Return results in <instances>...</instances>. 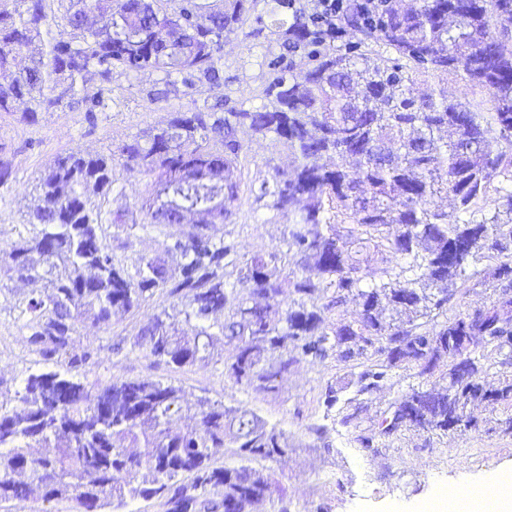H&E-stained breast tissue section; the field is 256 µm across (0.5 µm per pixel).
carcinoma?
I'll return each mask as SVG.
<instances>
[{"label":"carcinoma","instance_id":"obj_1","mask_svg":"<svg viewBox=\"0 0 512 512\" xmlns=\"http://www.w3.org/2000/svg\"><path fill=\"white\" fill-rule=\"evenodd\" d=\"M274 2L282 18L268 26L260 0H0V72L12 73L0 83V113L26 100L33 124L40 112L76 107L93 126L112 81L142 71L158 75L153 101L203 82L221 87L226 31L251 25L247 35L267 30L273 43L261 60V106L227 96L195 104L117 156L70 155L40 179L27 218L38 231L0 257V272L32 279L60 263L70 272L22 302L27 342L48 369L24 380L20 408L0 410V502L27 499L31 479L43 501L66 497L80 512H120L136 498H159L165 512H255L283 500L267 470L295 449L255 412L206 399L191 409L180 388L160 381L95 387L77 375L96 355L71 344L81 318L107 328L114 311L140 307L156 289L189 298L183 319L156 315L134 346L184 368L222 338L234 350L224 369L246 389L274 392L298 359L331 350L361 367L351 373L359 395L389 385L396 368L424 378L446 367L445 384L395 397L370 435L354 437L364 450L405 430L476 431L468 409L478 402L512 409V375L493 387L482 363L490 349L512 365V0H421L416 9L341 0L330 31L296 0ZM348 31L354 39L335 45ZM23 52L29 62L17 70ZM295 55L306 71H293ZM88 73L101 88L82 96ZM450 74L488 99L474 105L448 92ZM242 129L300 156L291 172L266 163L250 186L255 203L288 220L286 250L241 256L196 223L167 246L184 257L176 270L160 256L132 272L116 262L102 212L85 198L89 188L112 193V161L156 175L155 197L170 200L174 218L219 204L225 221L239 198ZM441 195L451 210L433 205ZM109 220L137 226L128 208ZM387 254L401 262L367 268L369 257ZM483 261L491 272L478 269ZM229 266L238 269L233 282ZM484 274L493 301L463 308L460 285ZM349 301L358 307L351 321L341 314ZM461 336L472 337L465 362ZM189 412L193 425L172 433ZM34 444L49 452L30 455ZM219 448L231 449L232 461L214 467ZM143 468L148 484L138 482Z\"/></svg>","mask_w":512,"mask_h":512}]
</instances>
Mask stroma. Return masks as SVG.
<instances>
[{
    "label": "stroma",
    "mask_w": 512,
    "mask_h": 512,
    "mask_svg": "<svg viewBox=\"0 0 512 512\" xmlns=\"http://www.w3.org/2000/svg\"><path fill=\"white\" fill-rule=\"evenodd\" d=\"M266 39L245 38L241 32L224 36V87L201 84L190 94L173 95L161 102L151 101L147 92L155 79L145 72L113 81L111 101L99 113L95 127H88L82 112L58 110L40 114L38 123H28L22 112L0 114V157L10 161L11 180L0 185V253L9 251L20 239L31 236L33 228L24 215L39 193V179L54 160L66 155L110 154L113 149L161 125L170 113L190 108L192 103L214 100L219 94L233 101L262 105L261 90L266 81L260 62ZM244 144L240 159V198L230 221L214 224L211 234L234 241L239 253L252 255L282 245L285 219L257 205L247 190L251 180L263 171L265 162L289 169L294 156L287 146L273 138H259L240 131ZM114 189L102 202V212L120 207L135 210L138 226L104 225L103 231L116 260L128 269L142 261L166 255L171 239L184 235V224H151L141 209L153 194L152 176L114 165ZM170 267L180 258L166 255ZM47 280L30 282L0 276V408H18V393L28 374L41 370L40 357L29 347L22 328L21 299L47 287ZM182 302L166 291H155L140 308L118 312L107 328L82 320L73 336L77 348L96 349L97 356L81 375L88 384L115 380L152 378L182 389L185 399L205 398L227 408H248L288 437L292 454L275 467L286 492L288 512H386L394 501L415 502L426 498L432 487L451 483L461 471L483 478L497 469H512V435L499 430L505 417L503 407L479 404L472 415L485 423L481 432H454L430 436L408 430L366 451L355 441L357 432L369 431L389 401L407 392L419 379L398 368L392 385L382 391L357 394L345 387L333 408L324 405L328 386L343 385L348 370L335 356L322 361L299 360L280 383L277 393L244 389L224 373V361L231 347L217 344L211 360L175 369L156 363L133 342L154 316L177 314ZM354 414L353 425L343 426L342 415Z\"/></svg>",
    "instance_id": "obj_1"
}]
</instances>
